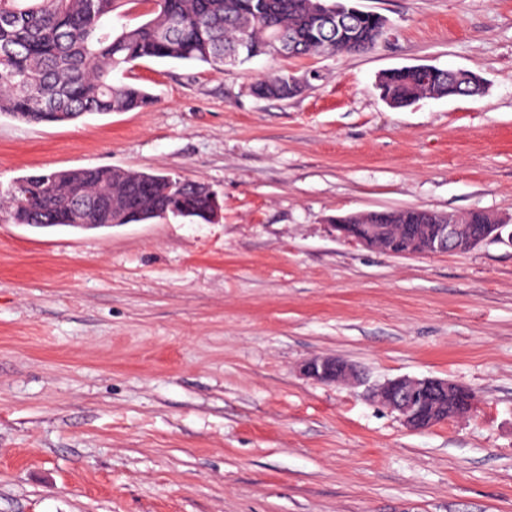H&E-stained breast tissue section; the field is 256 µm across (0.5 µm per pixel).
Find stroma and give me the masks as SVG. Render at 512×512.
Wrapping results in <instances>:
<instances>
[{
	"mask_svg": "<svg viewBox=\"0 0 512 512\" xmlns=\"http://www.w3.org/2000/svg\"><path fill=\"white\" fill-rule=\"evenodd\" d=\"M368 53L254 58L218 72H115L144 110L0 116V512H512V246L397 256L333 217L398 208L512 218V0H359ZM477 73V96L393 109L384 71ZM290 71L288 99L255 96ZM171 174L212 221L14 223L36 172ZM347 361L360 386L301 375ZM410 376L476 396L418 432L368 388Z\"/></svg>",
	"mask_w": 512,
	"mask_h": 512,
	"instance_id": "1",
	"label": "stroma"
}]
</instances>
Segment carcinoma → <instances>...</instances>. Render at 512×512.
I'll return each mask as SVG.
<instances>
[{"label": "carcinoma", "mask_w": 512, "mask_h": 512, "mask_svg": "<svg viewBox=\"0 0 512 512\" xmlns=\"http://www.w3.org/2000/svg\"><path fill=\"white\" fill-rule=\"evenodd\" d=\"M146 5L147 19L112 27V14ZM249 19L247 35L239 21ZM388 20L356 0H0V115L57 123L85 115L144 109L153 97L135 84H115L112 73L146 59L196 62L224 70V55L241 65L284 39L290 56L370 52L387 36ZM378 89L394 108L421 98L475 96L480 76L438 68L423 76L403 67L384 73ZM301 90L290 74L259 79L253 93L286 99ZM11 200L17 224H139L165 214L210 220L217 196L179 176L114 167L59 170L18 179ZM376 222L405 251L402 225L427 229L444 222L489 224L491 214L418 208L380 212ZM475 395L450 383L426 419L443 423L469 413Z\"/></svg>", "instance_id": "cac0c4a2"}]
</instances>
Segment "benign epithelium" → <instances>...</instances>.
Listing matches in <instances>:
<instances>
[{
  "mask_svg": "<svg viewBox=\"0 0 512 512\" xmlns=\"http://www.w3.org/2000/svg\"><path fill=\"white\" fill-rule=\"evenodd\" d=\"M334 228L342 238L347 240L366 245L383 242L380 238V228L375 223H344L336 224ZM482 240L481 235L465 234L463 224L445 222L432 225L428 239L425 241L421 240L417 233H412L409 237V245L417 248L424 244L432 254H446L455 252L464 245L474 247ZM300 372L306 378L324 384L357 385L360 383L358 370L353 365L334 357H313L301 365ZM427 391L434 395L448 391V380L399 377L377 386L371 391V395L381 404L398 413L406 428L420 431L424 429L420 395Z\"/></svg>",
  "mask_w": 512,
  "mask_h": 512,
  "instance_id": "7a95c632",
  "label": "benign epithelium"
}]
</instances>
